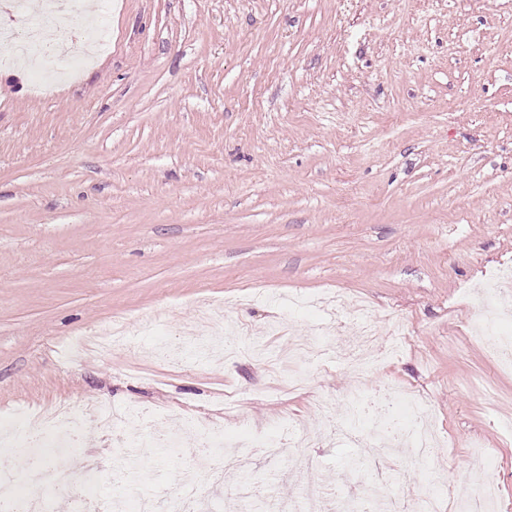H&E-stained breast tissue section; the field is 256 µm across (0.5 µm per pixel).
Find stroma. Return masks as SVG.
Returning <instances> with one entry per match:
<instances>
[{"mask_svg":"<svg viewBox=\"0 0 512 512\" xmlns=\"http://www.w3.org/2000/svg\"><path fill=\"white\" fill-rule=\"evenodd\" d=\"M108 46L51 96L0 63V426L59 400L137 405L171 428L207 417L278 436L293 415L336 494L357 497L344 401L352 386L427 400L445 442L428 460L397 450L384 493L442 512L489 469L512 512V372L470 332L478 287L512 268V0H79ZM341 317L385 311L369 346L309 361L283 392L272 363L311 337L320 302ZM223 306L243 354L156 350ZM154 315L153 335L110 357L60 363L69 339ZM333 398L320 427L318 397ZM97 493L176 495L196 466L155 456L115 485L126 451L85 432ZM293 448L249 458L259 488L298 493Z\"/></svg>","mask_w":512,"mask_h":512,"instance_id":"35a3bbf8","label":"stroma"}]
</instances>
